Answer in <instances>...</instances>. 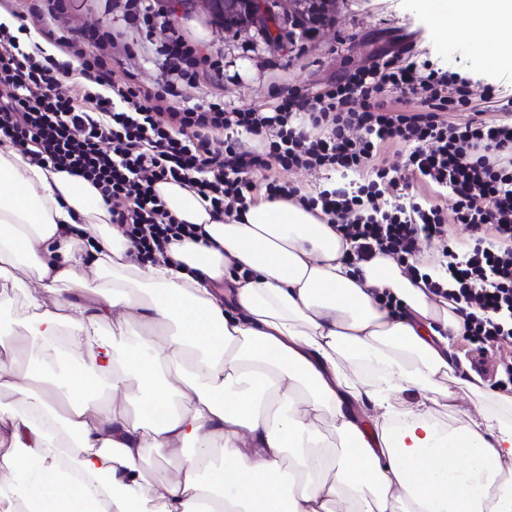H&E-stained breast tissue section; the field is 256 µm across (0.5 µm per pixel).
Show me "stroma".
Wrapping results in <instances>:
<instances>
[{
  "mask_svg": "<svg viewBox=\"0 0 512 512\" xmlns=\"http://www.w3.org/2000/svg\"><path fill=\"white\" fill-rule=\"evenodd\" d=\"M66 6L75 40H82L83 27L92 23L113 32L118 43L111 61L113 81L124 80L126 54L131 51L141 62L138 81L164 85L167 74L154 60L145 29L113 11L112 0H66ZM325 7L333 14L334 24L323 37L310 41L289 32L292 0H276L272 31L281 41L274 48L265 44L261 32L225 29L212 24L207 14L177 11L184 36L206 45L224 69L223 75L212 73L197 86L184 88L186 102L218 96L231 106L246 109L277 101L291 91L309 95L338 70L360 63L375 52L403 46L472 79L478 109L486 107L484 85L512 84V71L484 68L477 54L481 40L477 25L444 32L428 20L418 0H327Z\"/></svg>",
  "mask_w": 512,
  "mask_h": 512,
  "instance_id": "35a3bbf8",
  "label": "stroma"
}]
</instances>
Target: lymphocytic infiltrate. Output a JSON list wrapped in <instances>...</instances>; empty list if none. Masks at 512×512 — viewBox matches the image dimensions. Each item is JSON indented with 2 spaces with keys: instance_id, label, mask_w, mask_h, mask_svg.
<instances>
[{
  "instance_id": "lymphocytic-infiltrate-1",
  "label": "lymphocytic infiltrate",
  "mask_w": 512,
  "mask_h": 512,
  "mask_svg": "<svg viewBox=\"0 0 512 512\" xmlns=\"http://www.w3.org/2000/svg\"><path fill=\"white\" fill-rule=\"evenodd\" d=\"M155 40L170 81L160 88L118 84L105 59L59 36L70 60L25 39L31 21L68 17L63 0H40L18 26L0 23V137L32 163L90 181L112 223L142 261L166 258L170 244L194 238L155 186L176 182L236 219L259 200L294 198L352 242L351 265L383 253L410 278L451 301L465 340L497 352L496 389L512 392V94L488 93L500 119L468 112L471 85L410 48L382 52L342 70L312 96L269 108L220 100L180 103L210 58L165 21L161 0H117ZM390 143L401 163L375 165ZM301 170L318 180L310 194L281 179ZM420 181L454 197L444 211L411 194ZM468 232L465 240L454 227ZM436 256L420 261L423 243Z\"/></svg>"
}]
</instances>
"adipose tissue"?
Listing matches in <instances>:
<instances>
[{
	"label": "adipose tissue",
	"instance_id": "adipose-tissue-1",
	"mask_svg": "<svg viewBox=\"0 0 512 512\" xmlns=\"http://www.w3.org/2000/svg\"><path fill=\"white\" fill-rule=\"evenodd\" d=\"M421 2L440 27L477 23L488 67L512 69L500 53L512 0ZM156 189L204 237L142 262L90 182L0 139V281L30 273L40 357L38 370L19 372L20 345L0 331V387L18 396L0 410V487L23 489L38 512H512V400L473 373L460 385L475 414L448 428L435 417L459 369L463 319L451 302L390 256L349 266V243L297 201L264 200L222 221L189 188ZM91 277L113 290L62 296L61 284ZM388 295L403 311L391 313ZM106 322L123 342L90 341ZM64 354L79 371L44 386ZM132 402L140 420L127 414ZM366 402L368 417L357 411ZM322 420L342 453L318 441ZM189 442L195 455L163 487L143 477L145 457Z\"/></svg>",
	"mask_w": 512,
	"mask_h": 512
}]
</instances>
